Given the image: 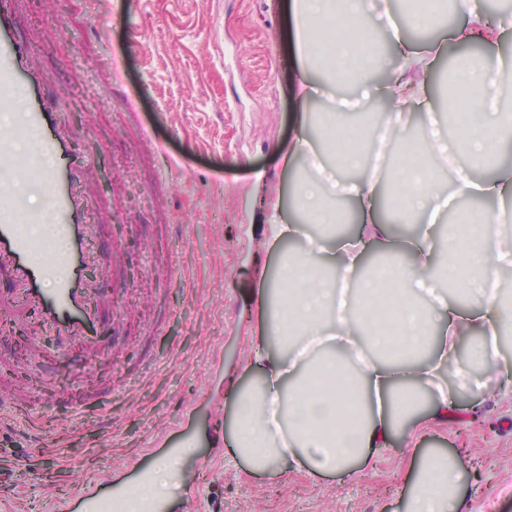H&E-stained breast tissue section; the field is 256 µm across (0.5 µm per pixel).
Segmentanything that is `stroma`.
Listing matches in <instances>:
<instances>
[{"label": "stroma", "instance_id": "35a3bbf8", "mask_svg": "<svg viewBox=\"0 0 512 512\" xmlns=\"http://www.w3.org/2000/svg\"><path fill=\"white\" fill-rule=\"evenodd\" d=\"M293 0H8L19 35L37 52L40 94L66 88L70 151L92 157L80 179L95 189L84 222L89 255L86 310L118 323L99 347L75 340L33 368L34 381L0 389V512H48L50 496L75 495L103 474L134 481L170 445L195 437L178 471L172 512H405L419 465L453 458L461 512H512V339L500 371L461 380L455 363L442 385L455 410L410 414L373 466L347 475L298 463L253 473L231 448L235 407L228 379L252 385L247 368L262 282H274L283 253L268 244V205L290 215L298 167L280 150L303 113L294 94ZM65 42L44 51L50 29ZM455 208L489 219L512 199L480 200L438 174ZM126 273L110 302L112 253ZM172 429L158 437L157 425Z\"/></svg>", "mask_w": 512, "mask_h": 512}]
</instances>
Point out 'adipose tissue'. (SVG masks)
<instances>
[{
  "mask_svg": "<svg viewBox=\"0 0 512 512\" xmlns=\"http://www.w3.org/2000/svg\"><path fill=\"white\" fill-rule=\"evenodd\" d=\"M297 62L304 74L299 94L309 101L313 86L305 71L323 64L332 83H350L367 98L389 102L387 120L376 137L389 144L405 127L412 104L430 97L432 61L447 40L467 46L491 37L512 36V14L484 25L482 0H453L468 25L453 29L425 47L411 46L408 33L432 19L438 0H412L402 24L392 25L394 58L377 51L364 22L368 0H294ZM512 78V58L470 54L453 73V87L442 111L458 116L455 142L443 135L437 113L422 116L425 148L406 146L391 177L366 160L354 126L343 123L351 100L333 96L322 105V139L334 147L333 169H361L360 177L334 184L331 192L351 198L352 210L325 207L311 181L294 191V222L272 212L266 241L291 240L306 224L357 225L355 235H321L290 253L280 267L278 285L260 291L258 320L263 333L252 345L249 369L260 380L251 388L229 390L236 407L232 443L254 471L275 472L302 460L317 472H343L368 463L372 452L389 447L395 426L412 408L409 390L437 387L438 372L455 350L457 337L478 334L472 359L498 364V339L512 324L497 292L502 269L512 268V239L479 235L461 240L436 236L434 226L448 199L435 175L447 168L453 148L470 162L457 167L461 191L512 197V167L497 164L500 151H512V109H504L500 87ZM494 168L487 182L473 179L474 168ZM391 224H417V238L390 237ZM387 245L386 260L368 265L370 241ZM464 286L468 310L448 301L440 280ZM362 283L360 298L348 290ZM460 479L447 457L431 456L420 465L407 512H461L451 490Z\"/></svg>",
  "mask_w": 512,
  "mask_h": 512,
  "instance_id": "adipose-tissue-1",
  "label": "adipose tissue"
}]
</instances>
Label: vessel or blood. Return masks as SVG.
<instances>
[{"mask_svg": "<svg viewBox=\"0 0 512 512\" xmlns=\"http://www.w3.org/2000/svg\"><path fill=\"white\" fill-rule=\"evenodd\" d=\"M39 61L27 43L13 30L7 13L0 12V112H9L14 121L0 129V274L21 286L27 308L39 321L54 329L58 337L70 338L79 332L95 333L96 327L84 306V202L88 187L74 189L72 176L88 166L89 158L73 156L60 139L62 129L60 98L39 99L24 110H17L15 89L24 84L37 88ZM49 133L57 136V147L64 162L54 173H44L37 156L17 154L13 146L31 135ZM48 191L59 233L69 241L71 251L65 261L66 273L54 287H45L50 274L44 245L27 227L42 221L40 212L31 207L29 194ZM131 487L102 476L98 486L85 488L73 498L55 499L52 512H116L130 496Z\"/></svg>", "mask_w": 512, "mask_h": 512, "instance_id": "obj_1", "label": "vessel or blood"}]
</instances>
